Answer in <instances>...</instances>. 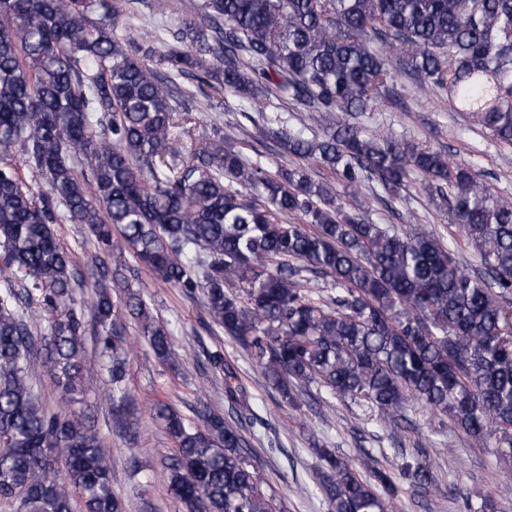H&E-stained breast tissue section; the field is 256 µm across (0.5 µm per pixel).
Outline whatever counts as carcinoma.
<instances>
[{"instance_id":"obj_1","label":"carcinoma","mask_w":512,"mask_h":512,"mask_svg":"<svg viewBox=\"0 0 512 512\" xmlns=\"http://www.w3.org/2000/svg\"><path fill=\"white\" fill-rule=\"evenodd\" d=\"M126 20L125 0H0V254L43 293L35 303L27 290L0 289V501L19 512H75L77 499L82 512H123L111 450L75 408L84 353L76 289L92 290L106 399L123 428L137 412L127 318L162 363L194 350L175 348L141 295L85 283L52 229L62 218L86 227L115 274L130 253L156 279L199 293L285 403L315 381L332 398L366 401L390 428L419 406L511 456L512 199L475 168L354 119L394 82L395 52L420 91L512 145V0H198L175 32L154 27L159 53ZM186 77L259 112L272 96L308 113L323 134L280 118L262 134L349 188L368 182L393 198L413 186L440 201L473 248L475 272L420 225L398 231L342 210L303 167L247 162L228 134L222 147H174L177 134L192 137L190 92L177 83ZM19 158L48 195L24 182ZM303 272L322 279L317 296L302 288ZM41 346L67 405L60 414L33 384ZM211 362L225 399L247 406L224 355ZM152 411L175 445L164 467L184 512H274L239 427L212 411L195 427L160 401ZM316 452L330 470L328 512H390L402 482L433 486L423 454L395 475L371 457ZM464 509L512 504L468 497Z\"/></svg>"}]
</instances>
